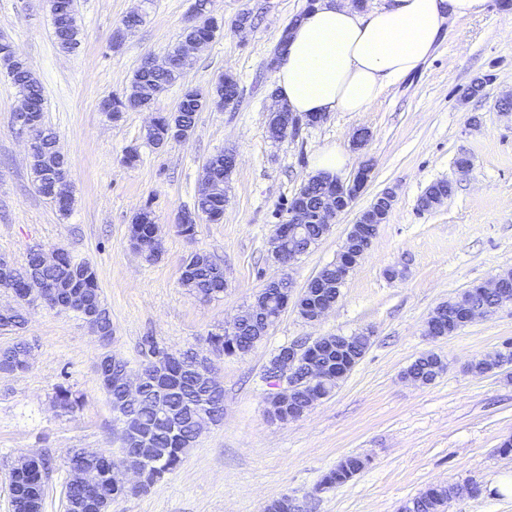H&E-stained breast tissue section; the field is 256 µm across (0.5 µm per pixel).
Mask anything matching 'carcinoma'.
I'll return each instance as SVG.
<instances>
[{"instance_id": "carcinoma-1", "label": "carcinoma", "mask_w": 512, "mask_h": 512, "mask_svg": "<svg viewBox=\"0 0 512 512\" xmlns=\"http://www.w3.org/2000/svg\"><path fill=\"white\" fill-rule=\"evenodd\" d=\"M63 14L53 21L56 40L66 39L67 50L73 52L82 43V33L69 32L64 23V14L73 10V0H59ZM209 0H195L196 10L202 12V17L196 24L184 30L183 37L200 40H209L223 26L211 14L208 8ZM191 66V62L183 61L175 67L163 64L152 71L141 68L134 73L132 84L142 85L151 90L155 86L169 87L176 83L184 71ZM0 69L11 77L14 85H19L28 90L30 95L40 104L44 103L43 91L37 79L34 77L27 63L22 59L12 56L11 52L3 45L0 46ZM239 96L238 82L233 77H221L207 92L197 88L186 86L182 89L180 101L176 111L160 116L157 125L146 133L147 141L155 146H162L174 139L172 123L190 126L196 122L197 114L209 104H221L233 100ZM143 100L133 98L111 97L101 101L100 107L110 112L112 120L117 121L122 113L138 109ZM48 141L44 144L47 157L39 154L31 156V168L36 181H41L52 176V168L55 165H66L68 160L54 155L51 145L56 134L43 128ZM212 180L214 188L206 193L198 195L195 210L203 213L208 221L218 223L224 216L225 183L224 179V154L219 153L211 158ZM453 184L446 181H437L430 184L421 195L418 206L423 210L435 207V201L444 196L453 194ZM331 193L327 184L313 176L300 188L296 196L302 199L308 210L314 211L321 204L323 198ZM389 215L387 204L381 200H375L363 213L364 223L355 224L351 228L352 238L356 240L358 250L370 246L376 237L379 225L386 223ZM326 235L324 225L315 224L305 218L298 225L297 235L291 237L283 248L303 255ZM183 277L181 283L192 292L205 297L217 289L224 288V271L220 265L214 262L208 255L194 253L189 255L182 265ZM42 277L58 284L59 287L70 291H80L88 305L97 309L104 307L101 299V291L98 285L95 270L85 262H76L69 255H64V265L60 268L44 267L39 269ZM347 268L335 261L324 266L315 276L314 289L308 297V304L301 306L295 304L299 316L310 314L314 306L321 300L329 297L336 299L341 295V288L346 281ZM512 301L510 294H489L480 286L474 285L460 293L456 298L439 304L430 314L429 322L434 324L437 336H452L463 328L461 314L471 308L490 306L507 301ZM272 327V323L265 318H257L239 329L232 336L215 334L206 338L208 342H217L230 345L232 353L238 355L248 354L256 343L262 341ZM371 336L364 332L338 337L328 336L324 338V346L321 347L322 361L329 369V376L319 383L315 394L308 397L298 392L291 397L290 404L294 408L309 410L314 404L331 396L340 384L336 379V364L355 366L364 356L370 345ZM512 365V342L503 344L493 358H479L472 362L470 369L476 374H484ZM448 364L436 352L427 351L420 354L412 361L404 371L405 378L420 386H427L436 381L446 370ZM175 377L171 380L167 391L165 403L167 409L177 414H188L187 398L193 395L202 386L199 375L193 372L181 370L180 366L174 368ZM56 402L61 410L73 413L81 406L80 397L70 390L59 387L56 394ZM132 423L140 426L141 433L147 437L149 447L161 448L154 462L146 469L142 488L146 489L160 480L166 473L172 471L181 462L188 450L194 447L196 435L193 432L189 418H184L179 430L173 432L155 414V403L152 394H147L142 406L132 413ZM367 460L358 455L344 457L334 469L327 473L321 486L330 488L341 485L353 476L365 469ZM48 473L47 462H42L39 469L19 475L11 492L17 493L28 488L40 486L45 474ZM453 493L451 488H429L419 495L408 500L401 508V512H445L448 500ZM88 494L96 498H102L110 502L126 496L124 487L118 479L108 473L102 477Z\"/></svg>"}]
</instances>
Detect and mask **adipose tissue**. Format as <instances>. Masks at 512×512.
<instances>
[{
  "instance_id": "obj_1",
  "label": "adipose tissue",
  "mask_w": 512,
  "mask_h": 512,
  "mask_svg": "<svg viewBox=\"0 0 512 512\" xmlns=\"http://www.w3.org/2000/svg\"><path fill=\"white\" fill-rule=\"evenodd\" d=\"M486 0H317L292 29L275 74L279 103L299 116L361 112L415 72L451 23L484 12Z\"/></svg>"
}]
</instances>
